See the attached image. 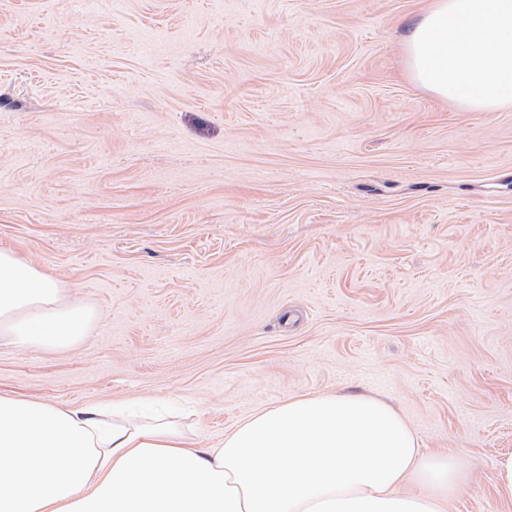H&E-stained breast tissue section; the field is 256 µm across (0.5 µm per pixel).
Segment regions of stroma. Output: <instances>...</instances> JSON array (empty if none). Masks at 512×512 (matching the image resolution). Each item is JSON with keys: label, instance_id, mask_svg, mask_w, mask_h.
<instances>
[{"label": "stroma", "instance_id": "35a3bbf8", "mask_svg": "<svg viewBox=\"0 0 512 512\" xmlns=\"http://www.w3.org/2000/svg\"><path fill=\"white\" fill-rule=\"evenodd\" d=\"M430 0H0V247L95 313L0 347V393L180 403L187 433L291 396L385 401L507 512L512 110L414 83ZM494 485L502 499L512 502V454L503 455L497 461Z\"/></svg>", "mask_w": 512, "mask_h": 512}]
</instances>
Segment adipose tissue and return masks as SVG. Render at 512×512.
<instances>
[{
  "label": "adipose tissue",
  "mask_w": 512,
  "mask_h": 512,
  "mask_svg": "<svg viewBox=\"0 0 512 512\" xmlns=\"http://www.w3.org/2000/svg\"><path fill=\"white\" fill-rule=\"evenodd\" d=\"M411 79L471 112L512 108V0H432L405 40ZM94 312L0 248V342L66 351ZM464 489L450 451L424 452L389 404L291 397L215 447L179 423L113 419L0 395V512H449Z\"/></svg>",
  "instance_id": "obj_1"
}]
</instances>
